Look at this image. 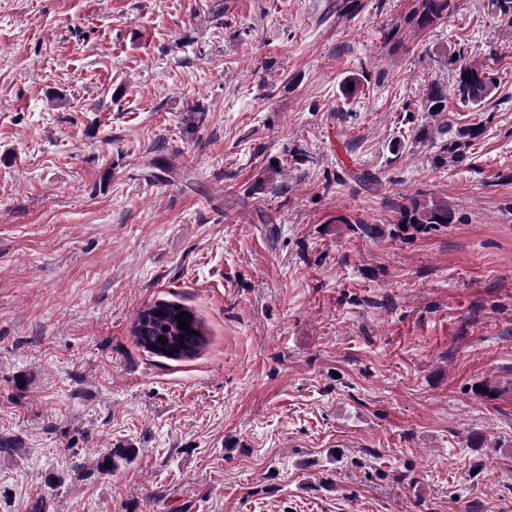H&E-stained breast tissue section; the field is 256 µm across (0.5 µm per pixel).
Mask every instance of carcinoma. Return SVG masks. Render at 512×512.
Segmentation results:
<instances>
[{
  "mask_svg": "<svg viewBox=\"0 0 512 512\" xmlns=\"http://www.w3.org/2000/svg\"><path fill=\"white\" fill-rule=\"evenodd\" d=\"M455 11L454 0H416L413 10L407 17V22L418 28H426L437 20L450 17ZM450 64L454 65L456 79L452 91H447L438 82H432L424 100L427 111L434 115H442L448 111V95H453L467 105L479 106L496 89V80L493 75L475 64L465 61L463 56L454 57ZM483 133L482 128L468 126L457 130L456 140L451 142L447 150L460 156L462 149L470 146ZM398 219L397 235L404 239H411L427 235L439 228L451 224L454 214L443 203H429L419 198H409L407 202L399 205L397 209ZM160 310L162 315L150 323V338H145L141 332V322H136L134 336L137 344L151 354L157 351L148 346V340H164L172 342L182 340L186 345L184 353L176 356V359L188 358L194 355L205 342V336L201 322L193 316L191 310L182 304L171 302H157L147 310ZM186 313L191 317V324L187 329L178 327L180 320L177 315ZM135 450L132 448H115L112 453L97 461L99 470L108 473L118 467L117 461H132Z\"/></svg>",
  "mask_w": 512,
  "mask_h": 512,
  "instance_id": "carcinoma-1",
  "label": "carcinoma"
}]
</instances>
